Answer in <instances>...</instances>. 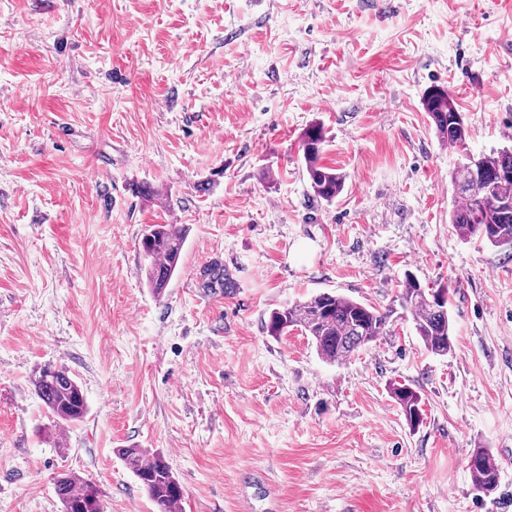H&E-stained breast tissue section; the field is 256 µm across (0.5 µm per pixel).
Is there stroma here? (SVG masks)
Returning a JSON list of instances; mask_svg holds the SVG:
<instances>
[{
  "label": "stroma",
  "instance_id": "1",
  "mask_svg": "<svg viewBox=\"0 0 512 512\" xmlns=\"http://www.w3.org/2000/svg\"><path fill=\"white\" fill-rule=\"evenodd\" d=\"M435 86L466 151L512 146V5L0 0V512H61L62 473L105 512H156L131 447L165 455L184 512L244 493L252 512H512V254L449 223L465 150L424 110ZM314 122L345 176L330 204L298 155ZM148 224L188 227L159 296ZM216 264L232 288L208 287ZM409 274L450 290L448 355L398 311ZM319 292L394 309L387 334L336 365L270 335L272 310ZM46 363L87 400L63 431L31 383ZM423 105L442 142L448 143L450 147L465 150L469 136L468 126L463 112L459 111L448 90L441 87L427 90ZM391 395L402 410L407 424L411 428L418 427L423 420L418 392L409 386L399 385L391 389ZM475 462L470 466L475 489L491 494L499 483V468L486 448H476L472 453Z\"/></svg>",
  "mask_w": 512,
  "mask_h": 512
}]
</instances>
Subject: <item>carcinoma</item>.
Masks as SVG:
<instances>
[{"instance_id":"obj_1","label":"carcinoma","mask_w":512,"mask_h":512,"mask_svg":"<svg viewBox=\"0 0 512 512\" xmlns=\"http://www.w3.org/2000/svg\"><path fill=\"white\" fill-rule=\"evenodd\" d=\"M423 105L442 142L464 151L451 175L456 200L450 223L464 239L478 238L489 245L512 251V147L480 154L469 160L466 141L469 136L464 114L448 92L441 87L426 91ZM327 143L324 126L312 124L300 136L310 188L314 196L332 203L345 187V176L321 162ZM187 237L181 224H149L141 238L146 278L153 293L159 295L178 269ZM401 306L412 317L417 336L427 351L444 356L453 349V325L448 313V289L429 288L411 274L405 276L400 293ZM390 312H382L367 303L343 295L320 292L295 301L270 315L269 332L278 336L288 328H297L310 336L318 355L327 363H339L361 347L387 333ZM38 398L56 426L83 419L88 410L84 392L74 375L64 367L43 365L31 378ZM407 424L418 427L423 420L421 397L406 385L391 389ZM146 490L157 512H174L184 498L183 487L159 452L144 448L119 449ZM470 466L475 489L492 493L499 483V468L485 448L474 450ZM55 493L62 512H105L103 492L89 478L62 473L55 479Z\"/></svg>"}]
</instances>
